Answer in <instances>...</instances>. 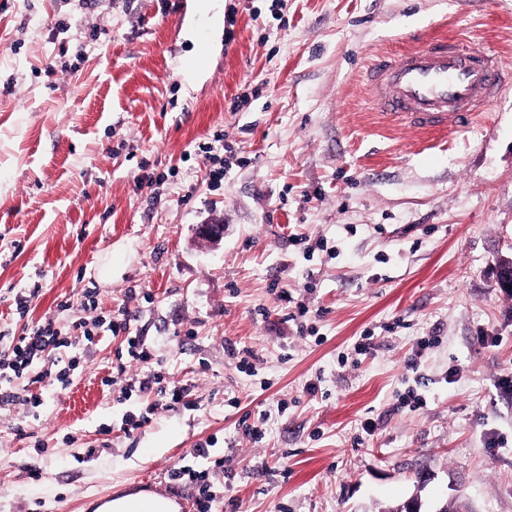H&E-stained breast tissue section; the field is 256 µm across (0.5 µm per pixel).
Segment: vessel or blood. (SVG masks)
<instances>
[{
  "label": "vessel or blood",
  "instance_id": "1",
  "mask_svg": "<svg viewBox=\"0 0 512 512\" xmlns=\"http://www.w3.org/2000/svg\"><path fill=\"white\" fill-rule=\"evenodd\" d=\"M512 82L499 58L445 39L398 57L377 55L366 73L368 103L395 125L426 131L468 126Z\"/></svg>",
  "mask_w": 512,
  "mask_h": 512
}]
</instances>
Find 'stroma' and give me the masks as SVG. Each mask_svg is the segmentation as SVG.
Masks as SVG:
<instances>
[{"instance_id": "obj_1", "label": "stroma", "mask_w": 512, "mask_h": 512, "mask_svg": "<svg viewBox=\"0 0 512 512\" xmlns=\"http://www.w3.org/2000/svg\"><path fill=\"white\" fill-rule=\"evenodd\" d=\"M206 18L207 67L172 82ZM451 37L512 64V0H0V330L67 329L93 288L152 356L117 362L102 326L69 386L61 348L38 405L0 401V512L157 489L195 512L169 472L200 444L214 512H512V88L435 133L364 87L372 55ZM151 368L183 402L140 391Z\"/></svg>"}]
</instances>
